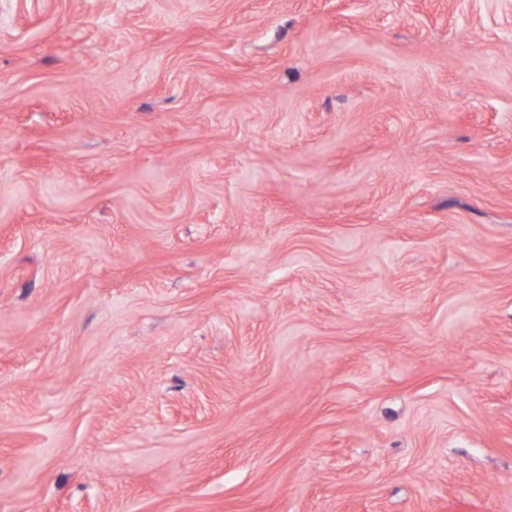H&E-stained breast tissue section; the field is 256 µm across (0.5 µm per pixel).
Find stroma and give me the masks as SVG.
Segmentation results:
<instances>
[{
	"mask_svg": "<svg viewBox=\"0 0 512 512\" xmlns=\"http://www.w3.org/2000/svg\"><path fill=\"white\" fill-rule=\"evenodd\" d=\"M0 512H512V0H0Z\"/></svg>",
	"mask_w": 512,
	"mask_h": 512,
	"instance_id": "stroma-1",
	"label": "stroma"
}]
</instances>
